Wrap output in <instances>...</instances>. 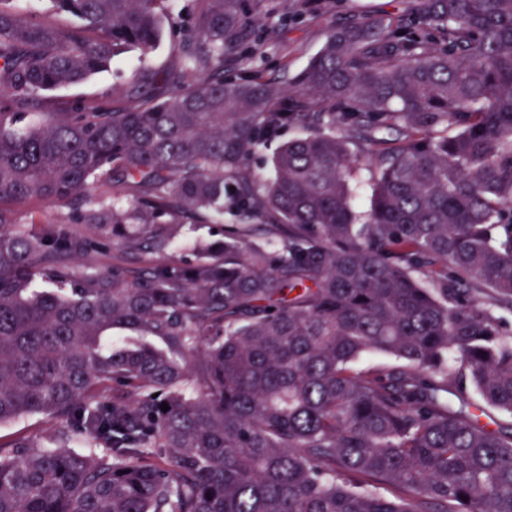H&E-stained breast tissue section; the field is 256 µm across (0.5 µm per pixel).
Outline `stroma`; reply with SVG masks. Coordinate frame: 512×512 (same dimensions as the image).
I'll return each instance as SVG.
<instances>
[{
  "label": "stroma",
  "mask_w": 512,
  "mask_h": 512,
  "mask_svg": "<svg viewBox=\"0 0 512 512\" xmlns=\"http://www.w3.org/2000/svg\"><path fill=\"white\" fill-rule=\"evenodd\" d=\"M267 11L255 27L262 48L250 67H243L239 56L224 59V76L235 79L246 69L258 71L264 78L288 82L300 74L321 49L329 31L350 25L367 15L396 13L406 0H315V20L285 19L287 0H266ZM138 65L137 53L115 60L112 66L91 79L55 94L59 109L77 101L106 100L113 107L131 109L137 100L129 94L128 78Z\"/></svg>",
  "instance_id": "35a3bbf8"
}]
</instances>
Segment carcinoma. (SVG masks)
<instances>
[{"label":"carcinoma","mask_w":512,"mask_h":512,"mask_svg":"<svg viewBox=\"0 0 512 512\" xmlns=\"http://www.w3.org/2000/svg\"><path fill=\"white\" fill-rule=\"evenodd\" d=\"M46 2L0 0V426L54 427L0 444V512H512V427L482 422L512 417V0H407L287 92L224 79L263 0H198L135 109L68 112L49 93L180 22ZM62 200L67 222L18 218ZM213 229H216L217 233H213ZM182 234L184 238V248L177 253V256H182L185 259L192 257L191 249L194 244H208L216 240L224 239L222 224H204L193 231L185 227L182 230ZM53 422L40 416L20 419L12 424L0 427V443H8L24 436H38L51 428Z\"/></svg>","instance_id":"carcinoma-1"}]
</instances>
